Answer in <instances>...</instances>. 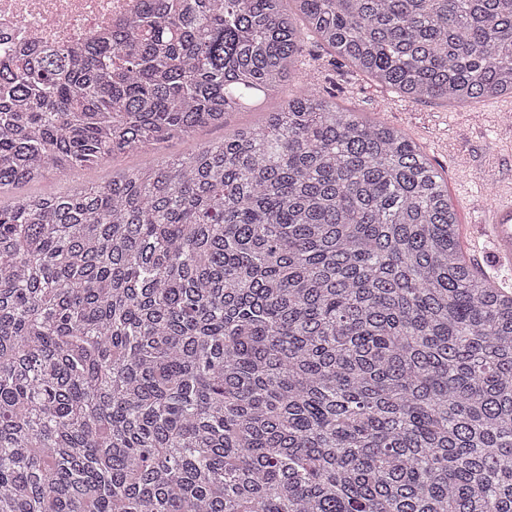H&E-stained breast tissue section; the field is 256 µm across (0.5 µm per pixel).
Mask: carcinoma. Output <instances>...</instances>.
<instances>
[{
	"mask_svg": "<svg viewBox=\"0 0 512 512\" xmlns=\"http://www.w3.org/2000/svg\"><path fill=\"white\" fill-rule=\"evenodd\" d=\"M307 30L416 101L512 92V0H149L0 67V190L224 125ZM448 201L406 132L305 92L0 203V512H512V290ZM288 95V88L269 99L261 98L259 106L233 112L227 117L226 126H205L200 128L194 139L189 141L170 140L149 149L147 152H134L119 156L110 162L86 167L71 174H50L37 183L19 184L1 195V200L7 204L14 199H21L30 194L66 195L76 184H104L112 180V171L134 165L150 162L154 165L176 155H182L191 150L220 141L225 133L244 125H259L263 112L276 109Z\"/></svg>",
	"mask_w": 512,
	"mask_h": 512,
	"instance_id": "obj_1",
	"label": "carcinoma"
}]
</instances>
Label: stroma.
<instances>
[{
	"label": "stroma",
	"mask_w": 512,
	"mask_h": 512,
	"mask_svg": "<svg viewBox=\"0 0 512 512\" xmlns=\"http://www.w3.org/2000/svg\"><path fill=\"white\" fill-rule=\"evenodd\" d=\"M327 51L308 40L300 66L310 87L333 90L341 106L404 130L442 173L448 193L457 202L459 238L464 255H471L472 226L495 200L501 186L512 183V113L498 109L495 99L450 105L439 100L414 101L384 87L348 66L328 67ZM283 95L261 100L259 106L231 113L225 127L205 126L194 139L171 140L145 152H134L71 174H51L39 182L20 184L0 194L11 202L30 194L65 195L76 184H103L122 168L156 164L217 142L226 131L257 125L266 111L279 107Z\"/></svg>",
	"instance_id": "1"
}]
</instances>
